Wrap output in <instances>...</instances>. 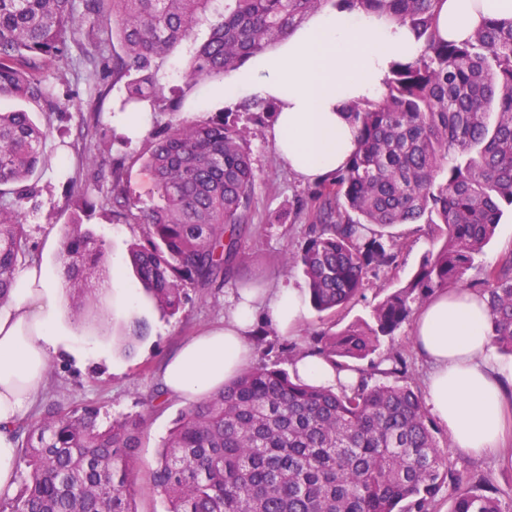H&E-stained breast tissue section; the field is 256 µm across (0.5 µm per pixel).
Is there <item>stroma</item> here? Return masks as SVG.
<instances>
[{"label": "stroma", "mask_w": 512, "mask_h": 512, "mask_svg": "<svg viewBox=\"0 0 512 512\" xmlns=\"http://www.w3.org/2000/svg\"><path fill=\"white\" fill-rule=\"evenodd\" d=\"M48 83L63 108L49 119L51 127L43 145L49 163L35 178L37 193L27 205L25 230L34 255L48 277L56 280L60 277L57 255L61 235L73 219L66 203L68 179L76 169L77 131L87 114L90 90L85 69L77 62L68 66L66 80L52 76ZM116 98V93H109L97 114L95 152L104 163L112 156L126 155V178L134 197L146 206L158 199L154 179L139 158L147 140L143 137L126 140ZM249 146L257 179L245 277L305 289L302 271L283 270L280 260L286 252L300 249L306 240L309 219L295 217L294 212L298 199L305 197L309 186L290 172L268 135L250 138ZM83 228L102 244L118 279L99 313L82 322L71 312L63 313L60 321L63 336L51 359L50 383L36 409L41 412L53 405L71 410L93 405L99 408L105 421L125 414L143 415L146 425L141 433V446L131 464L137 483L135 506L138 512H164L162 497L148 484V472L155 464L163 437L186 404L172 399L164 406L153 407L146 398L159 382L158 369L163 360L200 328L223 321L229 298L241 282L232 278L222 288L205 294L187 289L180 313L169 315L145 294L128 264V247L141 236L142 225L115 224L98 212L85 219ZM387 232L403 244L397 267L373 280L364 298L336 314L308 310L304 328L329 327L338 331L370 321L373 306L405 285L425 256L438 247L429 226L424 224H396L388 227ZM511 249L512 210L508 209L493 239L477 257L474 269L468 272V283L477 282L483 269L495 265ZM135 321L145 325L146 334L143 339L130 342L126 334ZM448 457L459 474L484 473L499 488L503 506L512 505V459H475L453 451Z\"/></svg>", "instance_id": "stroma-1"}]
</instances>
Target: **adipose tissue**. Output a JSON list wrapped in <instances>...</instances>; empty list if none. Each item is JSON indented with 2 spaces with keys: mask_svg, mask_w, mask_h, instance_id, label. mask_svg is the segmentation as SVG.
Listing matches in <instances>:
<instances>
[{
  "mask_svg": "<svg viewBox=\"0 0 512 512\" xmlns=\"http://www.w3.org/2000/svg\"><path fill=\"white\" fill-rule=\"evenodd\" d=\"M512 22V0H445L441 35L467 41L484 20ZM422 45L408 27L385 17L344 9L321 10L275 49L250 58L220 83L222 103L274 100L279 108L269 138L301 180L316 182L343 167L355 150L356 130L345 110L379 99L393 63L417 58ZM263 314L282 335L296 332L306 315L298 289L265 282L239 289L222 325L185 341L164 363L168 395L190 399L221 387L249 368L253 318ZM61 316L60 293L38 261L16 278L0 302V494L12 493L19 469L14 428L47 384ZM489 310L464 288L439 291L418 312L414 345L427 365L425 404L441 420L455 452L498 454L512 433V374L492 356ZM299 378L328 388L357 383V373L325 358L296 360Z\"/></svg>",
  "mask_w": 512,
  "mask_h": 512,
  "instance_id": "adipose-tissue-1",
  "label": "adipose tissue"
}]
</instances>
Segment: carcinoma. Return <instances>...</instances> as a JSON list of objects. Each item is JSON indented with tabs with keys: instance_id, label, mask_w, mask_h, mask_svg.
Wrapping results in <instances>:
<instances>
[{
	"instance_id": "obj_1",
	"label": "carcinoma",
	"mask_w": 512,
	"mask_h": 512,
	"mask_svg": "<svg viewBox=\"0 0 512 512\" xmlns=\"http://www.w3.org/2000/svg\"><path fill=\"white\" fill-rule=\"evenodd\" d=\"M328 1L398 21L423 50L395 65L381 99L349 106L355 151L300 201L298 213L310 217L306 242L282 265L302 270L317 312L333 313L396 265L403 244L382 229L427 224L442 240L410 281L373 307L372 322L315 331L286 347L292 360L313 354L346 368L374 354L439 290L464 284L503 204L512 206V24L488 20L456 44L438 30L444 0H0V99L41 101L52 116L58 102L45 71L77 56L91 76L106 72L124 90L120 109L146 102L170 115L150 131L144 160L159 204L137 207L126 157L97 171L87 148L95 122L81 126L77 169L108 176L110 195L93 201L73 180L69 198L77 211L100 208L114 223L145 226L129 246L130 264L154 303L175 315L187 288H218L243 270L256 170L239 117L247 114L258 132L278 112L271 100L249 99L189 120L179 116L184 89L224 79ZM107 8L112 55L103 57L81 33ZM203 28L208 36L199 43ZM182 44L191 54L183 89L158 77ZM45 136L25 110H0V301L31 256L22 219L33 180L49 162ZM80 225L72 223L58 252L76 315L99 302L98 284L109 276L101 244ZM480 285L487 335L512 354V250L483 270ZM408 372L403 354L392 350L361 370L358 385L336 391L252 366L181 413L150 485L167 502L165 512H434L444 484L453 500L448 512H504L486 476L449 467L419 393L368 382ZM143 426L140 415L105 423L96 407L51 408L18 423L29 473L19 494L0 501V512H138L130 463Z\"/></svg>"
}]
</instances>
